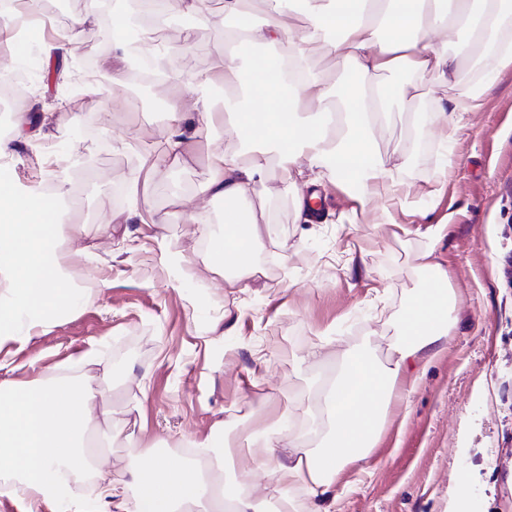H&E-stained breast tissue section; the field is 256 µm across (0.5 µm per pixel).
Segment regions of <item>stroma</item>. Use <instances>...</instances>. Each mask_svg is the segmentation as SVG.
I'll use <instances>...</instances> for the list:
<instances>
[{"label":"stroma","instance_id":"obj_1","mask_svg":"<svg viewBox=\"0 0 512 512\" xmlns=\"http://www.w3.org/2000/svg\"><path fill=\"white\" fill-rule=\"evenodd\" d=\"M215 24L202 26L172 9L162 26V45L186 43L164 66L206 72L224 56V0H208ZM27 105L31 119L53 110L42 133L54 167L71 191L72 217L84 227L70 265L79 276L102 283L93 304L51 326L28 343L7 344L11 364L0 380L26 381L91 348L101 349L107 381L98 368L86 375L111 394L112 423L143 442L162 441L172 460L187 443L223 421L225 439L242 427L261 428L284 410L307 420L316 412L308 379L324 376L340 355L372 338L386 353L406 301L424 275L416 252L427 224L418 202L397 223L377 224L367 212L339 223L352 210L349 191L323 186L317 220L299 223L291 198L269 205L271 232L257 251L263 273L238 303L223 288L224 272L207 253L190 217L155 226L171 251L186 257L193 276H182L169 257L146 239H124L116 225L112 242L98 224L126 203V188L139 165L135 140L163 139V113L154 103L168 90L152 86L149 98L130 87H84L72 73L54 72L38 43ZM111 98V114L100 102ZM408 129L394 123L382 150L395 155L402 178L422 183L443 164L442 151L423 145L409 158L397 155ZM183 168H158L146 204L158 214L182 210L208 177L205 149L196 146ZM353 211V210H352ZM436 216L448 226L434 262L448 274L456 323L443 352L425 369L409 409L393 406L370 474L347 468L336 512H512V68L483 91L482 107L456 146L438 199ZM341 329L340 344L321 346V332ZM262 347L266 357L252 354ZM306 356L295 375L289 354ZM273 398L260 402V392ZM141 398L140 413L129 410ZM123 439L112 446L113 470L126 468L133 451ZM465 497H456L457 488Z\"/></svg>","mask_w":512,"mask_h":512}]
</instances>
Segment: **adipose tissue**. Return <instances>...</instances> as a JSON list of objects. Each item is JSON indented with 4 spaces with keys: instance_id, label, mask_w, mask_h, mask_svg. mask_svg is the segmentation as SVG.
Returning <instances> with one entry per match:
<instances>
[{
    "instance_id": "adipose-tissue-1",
    "label": "adipose tissue",
    "mask_w": 512,
    "mask_h": 512,
    "mask_svg": "<svg viewBox=\"0 0 512 512\" xmlns=\"http://www.w3.org/2000/svg\"><path fill=\"white\" fill-rule=\"evenodd\" d=\"M242 0H224L231 40L273 48L270 56L242 62L224 54L215 71L158 69L166 85L164 148L136 147L141 163L127 188V203L97 234L111 240L116 224H154L141 184L162 165L186 163L190 143L207 147L208 179L192 197L190 217L213 259L224 262V286L235 298L249 293L260 271L255 251L264 240L270 201L286 195L296 213L310 221L309 202L330 180L353 186L356 201L373 208L382 224L409 210L418 197L437 198L435 182L400 177L380 149L392 121L411 126L400 145L411 156L423 141L448 144L467 128L483 89L499 71L512 68V27L504 19L506 0H268L269 16L245 21ZM102 11V0H84L81 13L53 38H42L46 60L66 64ZM336 58L347 78L331 86L311 61L312 46ZM480 59L469 82L459 68ZM400 77V92L380 87L381 75ZM454 90L450 105L432 87ZM235 135L236 148L224 146ZM249 150H240V143ZM10 142L0 140V347L24 343L45 327L64 321L97 291L73 287L69 245L83 233L65 220L61 203L66 181L36 151L37 182L21 187L8 163ZM287 171L274 188V169ZM252 198L249 212L238 204ZM223 200L224 231L209 229V206ZM437 220L417 257L427 275L412 293L390 354L379 360L372 344L346 350L332 379L318 395L328 429L317 447L286 431L284 422L242 430L235 451L224 454L222 424L193 442L194 451L172 463L158 445L139 454L124 472L111 473L108 454L88 459L90 431L109 424L105 390L77 376V369L107 362L96 350L68 361V371L40 372L26 382L0 381V491L19 500L24 512L52 503L60 512H332L339 476L352 464H366L392 400L405 398L410 363L434 358L452 327L455 309L448 274L432 256L444 229ZM92 472L94 495L73 494L71 479ZM272 490L259 493L257 476Z\"/></svg>"
}]
</instances>
